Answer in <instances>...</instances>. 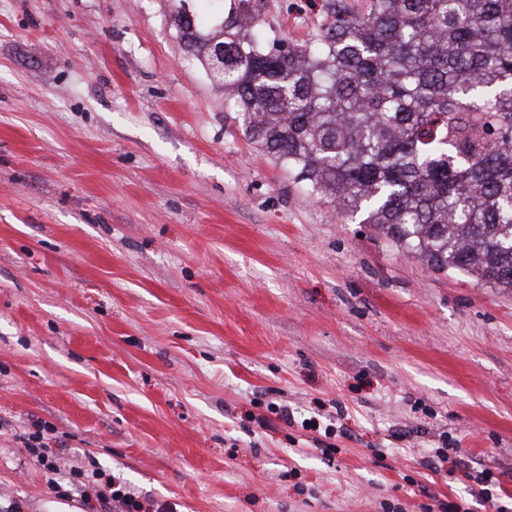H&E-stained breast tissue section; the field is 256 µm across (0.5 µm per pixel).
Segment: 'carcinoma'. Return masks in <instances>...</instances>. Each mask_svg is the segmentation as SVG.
Returning a JSON list of instances; mask_svg holds the SVG:
<instances>
[{"mask_svg":"<svg viewBox=\"0 0 512 512\" xmlns=\"http://www.w3.org/2000/svg\"><path fill=\"white\" fill-rule=\"evenodd\" d=\"M231 2L175 23L244 135L428 269L512 288V0H325L315 42L270 48L259 0Z\"/></svg>","mask_w":512,"mask_h":512,"instance_id":"1","label":"carcinoma"}]
</instances>
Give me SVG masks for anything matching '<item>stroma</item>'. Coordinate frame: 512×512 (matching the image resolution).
Instances as JSON below:
<instances>
[{
  "mask_svg": "<svg viewBox=\"0 0 512 512\" xmlns=\"http://www.w3.org/2000/svg\"><path fill=\"white\" fill-rule=\"evenodd\" d=\"M180 1L211 25L216 0H0V499L85 512L19 440L41 419L175 512H493L422 461L460 449L512 498V290L248 140ZM322 4L260 0L265 38L309 43Z\"/></svg>",
  "mask_w": 512,
  "mask_h": 512,
  "instance_id": "stroma-1",
  "label": "stroma"
}]
</instances>
